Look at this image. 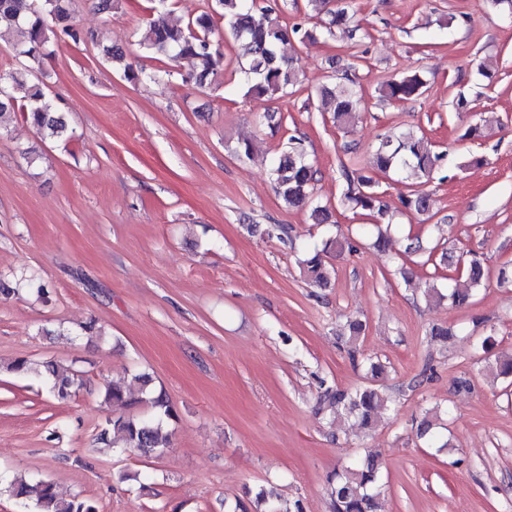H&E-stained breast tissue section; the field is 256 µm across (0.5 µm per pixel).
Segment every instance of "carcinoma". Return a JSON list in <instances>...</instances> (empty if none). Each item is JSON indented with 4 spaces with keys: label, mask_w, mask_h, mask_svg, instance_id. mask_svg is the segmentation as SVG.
Segmentation results:
<instances>
[{
    "label": "carcinoma",
    "mask_w": 512,
    "mask_h": 512,
    "mask_svg": "<svg viewBox=\"0 0 512 512\" xmlns=\"http://www.w3.org/2000/svg\"><path fill=\"white\" fill-rule=\"evenodd\" d=\"M152 17L146 24L139 40L148 53H160L171 60L190 58L193 70L183 80L198 88L211 85L213 77L224 67V49L212 35L216 19L224 20L231 37L249 46V56L239 64L241 84L246 93L269 98H281L297 91L300 85L299 71L294 58L287 54L293 42H305L312 38L300 24L288 25L272 8H259L255 0H214L209 12H203L182 25L170 18L167 0H154ZM75 0H0V42L15 56L24 60L16 71L0 72V124L8 121L18 105V93L27 100L25 112L32 126L49 138H60L66 132L63 113L48 100L37 84H28L31 76L46 77L45 62L53 55V40L64 35L78 40V30L73 24ZM427 79L420 71L408 73L386 82L379 90L380 98L395 103L415 100L424 92ZM323 111L332 114L338 130L347 129L358 117L362 95L352 86L324 87L319 93ZM445 160V154L435 150V145L425 135L402 130L379 138L377 153L371 169L342 165L340 177L346 189L340 205L361 211L370 223L363 225L367 233L377 232L375 244L388 245L382 226L392 224L393 213L379 191L377 176L403 175L416 179H433ZM318 170L308 160L304 141L291 135L271 167V175L277 193L289 207H301L307 203L317 181ZM405 210L411 214L425 215L431 210L429 194L413 190L402 200ZM305 276L322 286L328 282V270L320 255L315 254L301 261ZM486 277L485 269L478 260H472L464 268L461 278L464 287L450 288L443 293L435 283L427 282L424 296L429 300H448L454 305H465L473 292ZM18 284H25L43 299H48L46 285L25 273H15ZM365 324L352 320L347 324V352L357 361V348ZM7 370L19 376L33 375L43 383L49 395L59 403H65L80 380L66 374L52 361L35 363L19 358L7 366ZM366 373L371 382L353 390L326 388L321 403L330 413L353 419V425L367 432L375 430L388 410L389 397L376 380L384 373L379 362L367 360ZM152 379L146 373H135L127 387H108L104 403L124 406L131 390L147 396L153 409L148 417L131 418L114 416L107 418L97 441L110 446L120 444L135 448L144 456H158L169 447L165 422L174 418L173 409L164 391L149 390ZM441 411L426 413L417 424V437L434 443L442 438L439 431ZM381 453L368 448L364 456L327 477V496L330 512H381ZM12 497L21 500L24 512H98L96 505L77 496L65 497L47 480L28 482L20 479L5 487ZM230 512H303L300 500L283 504L275 488H260L246 499H236L229 506Z\"/></svg>",
    "instance_id": "obj_1"
}]
</instances>
